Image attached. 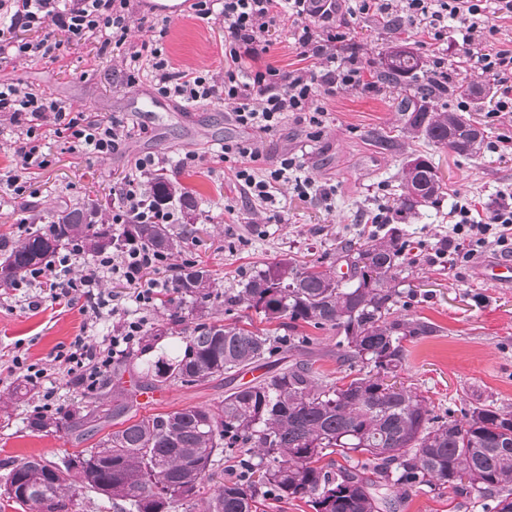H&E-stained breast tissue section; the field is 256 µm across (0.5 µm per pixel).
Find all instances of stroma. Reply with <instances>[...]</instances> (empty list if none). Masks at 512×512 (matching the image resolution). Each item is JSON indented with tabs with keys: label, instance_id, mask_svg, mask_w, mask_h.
<instances>
[{
	"label": "stroma",
	"instance_id": "35a3bbf8",
	"mask_svg": "<svg viewBox=\"0 0 512 512\" xmlns=\"http://www.w3.org/2000/svg\"><path fill=\"white\" fill-rule=\"evenodd\" d=\"M130 15L147 16L167 26L165 47L175 66L223 73L221 19L196 18L188 0L173 13L154 7L153 0H131ZM351 33L353 42L375 61L364 71L365 82L375 89H346L325 99L327 113L314 136L293 112L274 135L260 136L236 126L224 104L184 108L163 98L158 106H151L146 88L122 87L119 57L105 56L96 72L87 73V62L97 48L92 39L71 49L62 64L22 58L0 65L2 83L43 90L101 116L126 113L142 128L124 154L105 159L89 160L63 142H50L49 164L32 175L23 198H14L7 184L0 182V243L17 245L25 237L21 224L46 223L53 213L84 201L94 199L107 206L111 187L122 180L135 158L149 153L167 155L166 177L198 199L197 207L181 216L183 223L196 227L197 236L176 253L177 263L205 267L223 289L237 287L257 267L280 258L330 264L343 238L375 231L370 218L379 213L385 227L400 228L407 253L419 258L409 270L397 314L433 328L432 335L405 342L407 358L399 381L449 419L489 403L512 408V287L492 286L477 277L480 264L499 260L502 254L487 250L463 266L436 255L455 194L468 195L476 208L485 209L499 189L512 186V149L503 155L484 150L466 157L424 139L399 107L402 99L413 97L416 79L403 77L397 84L385 85L379 83L376 67L392 50L419 51L415 27L391 26L383 18L364 16L353 20ZM372 132L392 141L393 149L370 141ZM234 139L257 140L264 167L281 156L293 157L295 175L313 177L318 195L304 199L292 184H280L279 207L285 221L275 223L225 178L223 164L209 159L196 168L178 165L185 151ZM419 155L435 167L442 189L432 204L400 220L393 206L402 168ZM84 324L78 306L46 302L35 309L23 294L0 289V478L13 458L36 456L57 462L76 451L71 436L31 431L28 418L40 403L41 391L33 389L26 400H16L13 391L20 380L10 369L18 354L34 362L47 361L56 346L81 335ZM303 332L312 337V344L282 351L281 364L308 360L329 377L345 376L346 367L336 357L335 336L310 326ZM141 368V359L132 354L115 361L98 396L108 403L113 389L124 390L131 412L140 417L205 407L220 403L230 387L260 381L271 366L261 362L230 378L166 386L161 400L150 405L136 398L138 390L147 386ZM398 503L397 512H482L476 493L461 494L451 488L406 486L398 492Z\"/></svg>",
	"mask_w": 512,
	"mask_h": 512
}]
</instances>
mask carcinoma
I'll list each match as a JSON object with an SVG mask.
<instances>
[{
	"label": "carcinoma",
	"mask_w": 512,
	"mask_h": 512,
	"mask_svg": "<svg viewBox=\"0 0 512 512\" xmlns=\"http://www.w3.org/2000/svg\"><path fill=\"white\" fill-rule=\"evenodd\" d=\"M424 68L421 56L391 53L379 73L392 83ZM472 94L465 85L440 90L423 81L415 97ZM410 125L429 141L458 155H475L484 132L461 112L409 115ZM439 179L425 157L409 160L403 170L397 213L413 214L436 198ZM160 202L178 198L181 208L196 199L179 192L160 175L153 183ZM94 202L56 212L36 226L17 246L4 250L0 288H10L45 264L74 240L85 254L112 251L117 236L134 239L153 251L175 254L195 237L183 224H125L120 232L98 219ZM399 237L340 243L336 266L301 267L280 259L255 270L237 288L224 290V306L245 307L266 321L284 320L336 333L342 363L354 372L347 383L330 379L309 363H295L260 382L237 387L213 407H191L139 419L125 417V394H113L108 408L95 399L67 410L49 422L29 420L36 431L54 429L84 442L105 424L122 427L57 462L17 457L8 463L5 494L28 512H69L81 491L112 501L116 512H192L222 447L246 448L257 461L240 459L243 473L224 480L208 501L206 512H253L256 498L273 492L280 498L304 499L313 512H384L396 508L385 496L392 487L426 485L474 490L483 512H512V412L492 404L476 407L459 419L445 421L412 389L386 384L405 361L403 342L429 336L426 322L393 315L401 295L405 267L415 263L398 245ZM219 296L209 270L189 266L164 291L161 305L167 322L146 331L143 353L164 336H178L185 347L146 360L148 386L189 385L215 376L236 374L274 356L281 348H305L301 333L280 336L226 326L211 319L206 301ZM194 324H189V321ZM356 454V466H334L322 459Z\"/></svg>",
	"instance_id": "cac0c4a2"
}]
</instances>
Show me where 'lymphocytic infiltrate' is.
<instances>
[{
	"label": "lymphocytic infiltrate",
	"instance_id": "obj_1",
	"mask_svg": "<svg viewBox=\"0 0 512 512\" xmlns=\"http://www.w3.org/2000/svg\"><path fill=\"white\" fill-rule=\"evenodd\" d=\"M193 0L195 15L224 20V74L217 77L198 68L174 67L163 41L167 29L141 17L140 45L128 40L130 0H0V62L16 58L64 61L71 46L94 38L98 55L118 54L122 84L132 89L151 79L155 92L188 105L224 102L240 127L259 134L277 132L285 113H303L309 125L318 127L325 114L324 98L340 89L364 85V60L359 49L342 56L339 44L350 39L351 19L364 15H392L393 0ZM401 12L409 23L427 35L435 47L429 53L427 72L440 84L452 82L454 74L473 73L496 88L495 101L486 113L490 122L512 113V46L499 37L498 19L512 18V0H403ZM293 26L294 47L302 65L285 72L274 66L253 69L252 61L269 53V35L284 21ZM460 24L461 40L454 59L438 47L448 39L449 21ZM36 30V39L24 32ZM0 113L17 127L13 156L19 171H7V184L16 195L26 186L20 171L35 172L47 165L45 141L62 139L87 157L102 159L121 152L136 127L119 115L99 116L73 109L56 97L18 84H0ZM261 153L251 140L227 141L220 147L219 161L240 185L244 195L269 212L282 215L276 206L278 183L289 180L294 161L281 158L275 168L260 167ZM168 157L147 154L135 159L122 181L110 190L107 213L112 224H177V209L157 203L150 185L165 170ZM512 251V189L499 191L491 209L478 211L466 196H459L448 212L444 250L454 263L470 262L479 250ZM84 249L74 243L21 282L37 289L38 300L81 303L87 325L112 322V332L103 339L77 336L69 345L55 349L50 365L15 357L13 364L29 384L40 387L42 411L56 406V390L49 386L50 370L69 383L96 391L115 360L132 353L146 331L148 320L128 318L122 298L112 292V281L128 285L142 309H150L160 289L170 287L178 268L173 256L138 244L120 241L111 253L96 255L82 263Z\"/></svg>",
	"mask_w": 512,
	"mask_h": 512
}]
</instances>
